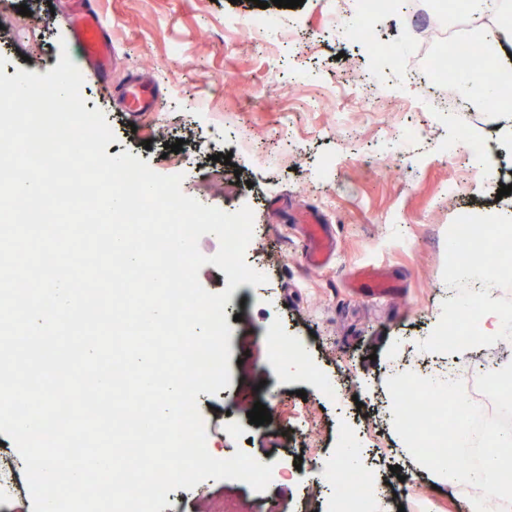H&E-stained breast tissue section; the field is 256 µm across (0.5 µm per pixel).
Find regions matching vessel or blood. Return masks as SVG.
<instances>
[{"label":"vessel or blood","mask_w":512,"mask_h":512,"mask_svg":"<svg viewBox=\"0 0 512 512\" xmlns=\"http://www.w3.org/2000/svg\"><path fill=\"white\" fill-rule=\"evenodd\" d=\"M69 2L70 31L85 61L98 74H107L115 63V47L108 27L94 6V0ZM118 98L125 110L132 113L153 111L158 105V95L154 88L148 82L135 78L119 89ZM305 236L308 263L313 266L326 264L334 252V243L326 226L317 219L307 218Z\"/></svg>","instance_id":"obj_1"}]
</instances>
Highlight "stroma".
Listing matches in <instances>:
<instances>
[{
    "instance_id": "1",
    "label": "stroma",
    "mask_w": 512,
    "mask_h": 512,
    "mask_svg": "<svg viewBox=\"0 0 512 512\" xmlns=\"http://www.w3.org/2000/svg\"><path fill=\"white\" fill-rule=\"evenodd\" d=\"M109 26L118 64L109 78L89 68L72 41L64 0H0V57L7 76L45 74L68 52L83 77L87 110H101L116 136L108 156L123 152L162 175H182L183 192L233 213L253 211L247 263L267 277L238 285L225 315L231 320L230 384L198 396L208 448L279 460L283 474L266 491L240 480H206L167 494L163 512H207L208 503L262 500L276 512H331L335 489L318 460L336 456L340 432L351 427L363 451V469L383 489L379 512H474L468 485L448 487L418 472L392 428L390 376L413 372L447 379L460 368L468 396H476L483 367L500 369L512 355L500 345L512 337L502 324L496 344L464 362L439 351L435 336L446 312L461 309L480 274L454 249L456 219L503 223L512 196H499L500 170L512 164V114L498 129L483 116L439 106L438 85L426 65L435 45L418 50L410 13L396 9L372 19L388 50L329 34L330 18L364 16L362 0H305L297 8L256 7L254 0H97ZM29 15H21L20 6ZM276 27L259 39L244 36L251 20ZM150 81L156 111L122 110L117 89L129 79ZM250 84L249 96L231 91ZM218 129L221 141L192 153H169L165 142L187 132ZM231 154L235 166L215 161ZM399 156L398 174H383L386 157ZM318 212L336 240L323 267L304 262L296 211ZM386 273L395 293L381 297L351 289L355 272ZM282 338L301 348L303 361L273 360ZM279 405L285 418L255 426V402ZM0 512L29 502L24 463L0 433ZM408 484H394L392 466Z\"/></svg>"
}]
</instances>
